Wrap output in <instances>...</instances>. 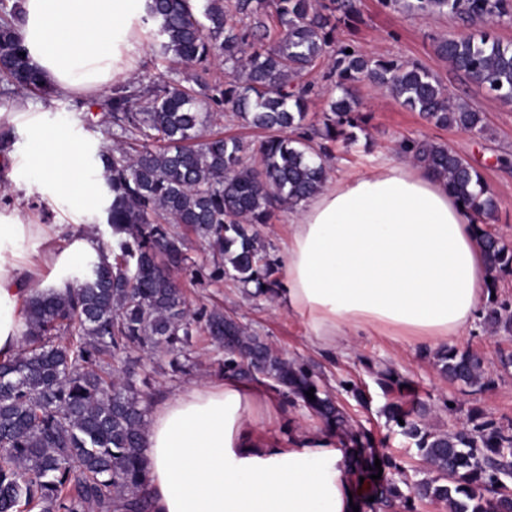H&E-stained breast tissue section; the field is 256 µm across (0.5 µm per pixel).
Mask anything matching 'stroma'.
I'll use <instances>...</instances> for the list:
<instances>
[{"label":"stroma","instance_id":"1","mask_svg":"<svg viewBox=\"0 0 512 512\" xmlns=\"http://www.w3.org/2000/svg\"><path fill=\"white\" fill-rule=\"evenodd\" d=\"M357 8L355 19L338 26L337 42L353 45L377 59L420 63L438 76L453 99L483 112L486 129L471 133L434 127L419 113L406 109L371 85L361 83L356 85L355 92L362 102L361 113L366 119L367 132L358 135L354 143L339 141L333 145L326 163L328 173H364L379 162L381 155L396 154L406 139L447 143L459 156L480 167L489 191L498 201V209L488 221L489 228L512 242V104L492 98L484 88L452 71L447 61L434 52L437 38L468 34V27L458 18L447 15L417 17L384 4L383 0H357ZM151 43L148 30L137 31L130 52L131 81L147 83L165 71L167 64L155 57ZM42 103L49 109L50 119L72 128L84 145L87 173L97 176V154L103 146L111 144V127L86 122L90 107L83 96L55 94L43 98ZM17 183L16 177H9L6 188L9 201L17 204L25 223L56 225L58 247H67L73 240L86 236L110 241L106 223L73 221L67 206L51 198L38 206L27 204ZM177 278L186 290L191 307L220 305L226 312L238 315L283 357L312 365L322 384L345 409L352 427L368 431L376 442L377 452L393 457L401 465L398 481L411 484L432 478L433 473L417 456L412 441L384 415V406L393 401L395 395L377 384L374 372L378 368L391 367L417 383L427 408L425 421L432 429H459L476 409L502 425L512 426V367L502 368L499 360L501 352L512 350V336L489 334L479 323L469 336L456 341L457 349L476 352L483 358L491 380L485 391L468 395L437 372L431 349L418 337L398 336L381 328L350 341H337L333 354L328 356L311 345L306 318L289 311L279 296L248 294L239 284L225 280L195 283L187 270L179 271ZM187 352L190 360L181 371L172 370L165 357L137 353L139 364L148 369V383L143 392L151 402L175 396L198 381L219 379L220 356L208 336H194ZM348 381L364 390L365 402H358L345 390L344 384ZM448 400L454 401V410L445 409L444 403ZM280 404L277 419L266 424L265 430L281 442L297 438L301 425L313 426L320 422L302 402L284 397Z\"/></svg>","mask_w":512,"mask_h":512}]
</instances>
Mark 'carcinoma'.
<instances>
[{
	"mask_svg": "<svg viewBox=\"0 0 512 512\" xmlns=\"http://www.w3.org/2000/svg\"><path fill=\"white\" fill-rule=\"evenodd\" d=\"M416 16L453 15L469 25L512 15V0H403ZM357 14L356 0H146L142 22L157 26L156 56L186 71L159 74L143 85H119L93 99L112 125L117 147L98 154L106 188L104 212L112 244L103 243L64 289L39 293L24 307V346L0 360V512H151L143 436L149 401L130 354L179 356L205 333L222 353L221 371L270 387L304 403L330 429L346 435L349 457L369 478L363 504L373 510L412 495L445 503L448 512H512V429L480 413L471 427L436 431L426 407L398 400L388 420H403L417 454L444 477L423 480L404 494L401 466L377 456L372 438L354 431L343 409L303 363L219 306L190 308L174 272L189 266L179 224L201 238L216 262L208 277L276 293L278 265L255 226L274 210L294 207L323 188L330 144L356 140L365 122L354 88L367 81L430 124L483 132V113L454 103L440 80L415 63L374 59L336 44L339 23ZM19 6L0 0V94H51L15 35ZM279 30L270 34L267 18ZM351 53H346V50ZM453 70L512 102V47L485 30L436 40ZM328 62L327 111L308 121L313 86L304 77ZM224 67L227 80L212 79ZM230 111L264 132L254 146L205 135L208 114ZM405 153L448 181L479 220L480 240L495 272H512V245L485 225L497 209L481 172L447 145L413 140ZM485 323L512 332V304L492 299ZM444 378L473 393L489 386L481 356L443 346L433 354ZM386 390L413 392L394 369L376 372ZM315 389V399L305 394ZM381 460L378 472L375 460ZM381 474L378 480L370 476ZM374 501H369V498Z\"/></svg>",
	"mask_w": 512,
	"mask_h": 512,
	"instance_id": "1",
	"label": "carcinoma"
}]
</instances>
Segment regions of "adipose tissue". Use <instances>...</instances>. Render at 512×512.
I'll return each instance as SVG.
<instances>
[{"label":"adipose tissue","instance_id":"ef3b65f1","mask_svg":"<svg viewBox=\"0 0 512 512\" xmlns=\"http://www.w3.org/2000/svg\"><path fill=\"white\" fill-rule=\"evenodd\" d=\"M19 4L18 36L57 93L101 95L124 79L144 0ZM12 117L27 130L15 169L29 194L63 198L95 220L101 182L82 176V143L41 105H19ZM290 223L281 299L306 318L321 351L378 327L448 345L467 335L491 296L473 215L420 165L388 157L365 174L336 175ZM98 247L84 237L56 253L43 225L0 209V358L23 343L27 298L61 284L43 267H75ZM278 413L276 395L231 375L154 405L143 443L152 512H353L362 489L346 476V451L318 434L272 442L261 429Z\"/></svg>","mask_w":512,"mask_h":512}]
</instances>
